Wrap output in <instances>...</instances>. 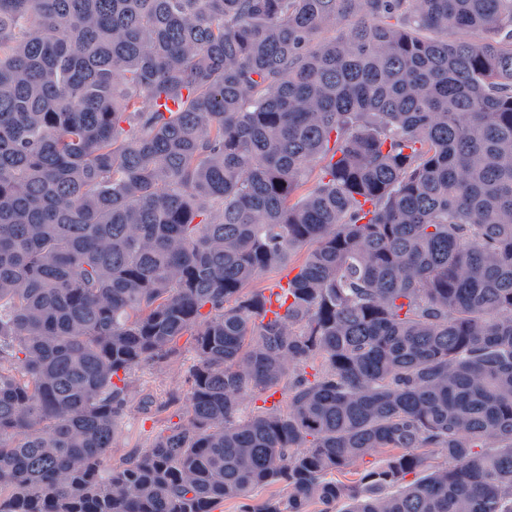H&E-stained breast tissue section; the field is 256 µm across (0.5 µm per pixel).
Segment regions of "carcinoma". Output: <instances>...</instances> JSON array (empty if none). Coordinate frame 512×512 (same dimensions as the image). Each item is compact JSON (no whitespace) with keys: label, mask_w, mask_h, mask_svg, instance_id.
Segmentation results:
<instances>
[{"label":"carcinoma","mask_w":512,"mask_h":512,"mask_svg":"<svg viewBox=\"0 0 512 512\" xmlns=\"http://www.w3.org/2000/svg\"><path fill=\"white\" fill-rule=\"evenodd\" d=\"M228 500L512 512V0H0V512ZM185 337L180 341L182 355L168 364L146 366L136 374L140 393L153 400V407L148 414L143 413L135 403L118 427V433L112 456L108 457L103 466L110 468L122 458L133 452L147 448L152 437L169 425V421L178 422V415L185 419L186 403L181 402L166 411H159V403L169 392H182L185 389V377L188 368L195 360V354L185 344Z\"/></svg>","instance_id":"1"}]
</instances>
